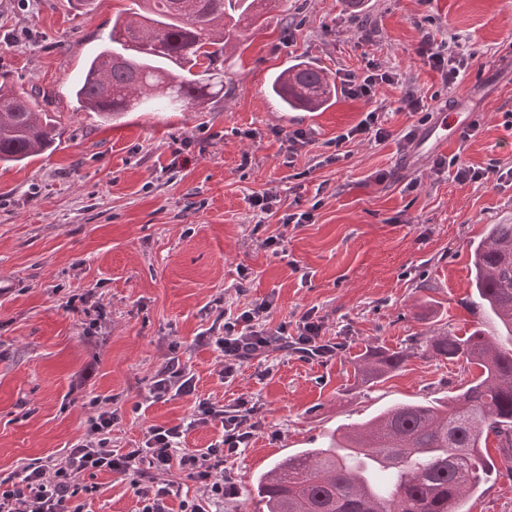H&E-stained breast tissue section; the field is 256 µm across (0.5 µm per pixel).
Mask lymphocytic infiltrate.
<instances>
[{"instance_id": "1", "label": "lymphocytic infiltrate", "mask_w": 512, "mask_h": 512, "mask_svg": "<svg viewBox=\"0 0 512 512\" xmlns=\"http://www.w3.org/2000/svg\"><path fill=\"white\" fill-rule=\"evenodd\" d=\"M417 53L446 86L456 82L466 64L464 57L449 53L446 44L434 43L427 36L420 41ZM390 136L379 113L366 112L356 125L336 137L334 151L325 161L344 160V143L383 142ZM272 306L269 300L227 305L199 334L198 344L214 347L219 355L217 374L221 380H232L244 363L272 352L325 359L335 354V345L321 340L324 324L320 316L310 311L295 323L283 322L272 329L268 326ZM184 396L194 399L186 420L148 427L140 445L123 452L112 447L117 414L102 406L99 398H92L89 405L93 414L87 431L65 454L28 463L17 476L0 481V512H83L84 498L97 491L88 478L103 471L128 481L138 512H213L225 497L236 492L224 475V466L250 447L259 427L260 407L244 397L226 405L198 396L195 375L173 345L156 371L145 401L151 404ZM209 425L221 427L220 439L202 449L184 448L189 430ZM174 469L199 484L201 494L191 499L182 497L180 485L166 478ZM174 500L179 503L175 511L170 508Z\"/></svg>"}]
</instances>
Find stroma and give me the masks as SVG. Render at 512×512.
<instances>
[{
  "label": "stroma",
  "instance_id": "stroma-1",
  "mask_svg": "<svg viewBox=\"0 0 512 512\" xmlns=\"http://www.w3.org/2000/svg\"><path fill=\"white\" fill-rule=\"evenodd\" d=\"M271 2L216 61L223 97L107 124L76 111L71 90L130 0H0V84L37 95L61 132L55 151L0 164V479L61 455L85 433L93 396L118 414L117 448L187 418L188 397L141 404L176 343L199 395L262 406L251 447L226 469L237 492L217 509L257 512L255 478L283 454L317 447L391 405L447 398L472 375L416 355L360 385L354 367L368 351H400L411 337L448 330L480 328L499 340L473 295L469 250L487 225L512 224V182L461 184L433 162L457 154L474 166H512L503 118L512 113V0H365L357 13L347 0ZM364 27L374 32L367 44ZM427 34L469 59L451 87L416 53ZM297 60L335 79L362 74L372 60L395 81L369 102L340 88L324 111L286 112L268 84ZM410 91L430 112L476 113L479 134L461 140L452 123L443 151L400 152L397 135L419 122L400 107ZM373 109L393 138L349 143L347 160L324 164L328 142ZM277 128L306 129L314 143L289 157ZM378 171L388 172L385 183L372 181ZM270 187L293 208L321 199L314 221L258 223L249 198ZM276 234L286 256L258 244ZM241 266L251 273L246 300L272 301L271 325L315 310L335 357L274 355L271 374L249 362L221 382L217 352L196 338L218 315L216 298L237 301ZM73 294L102 304L97 333L67 308ZM487 455L495 469L467 512H512V448L492 438ZM93 481L85 512H137L120 476Z\"/></svg>",
  "mask_w": 512,
  "mask_h": 512
}]
</instances>
